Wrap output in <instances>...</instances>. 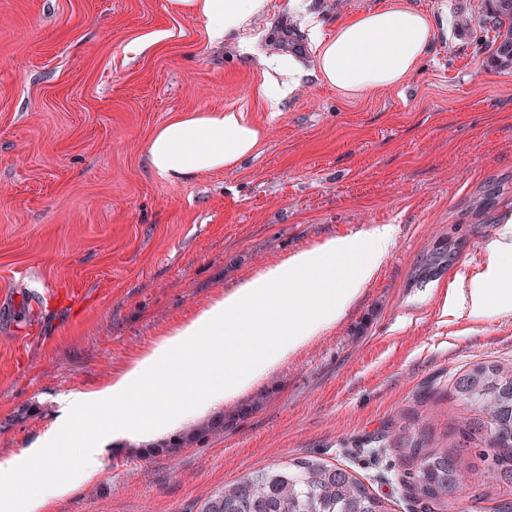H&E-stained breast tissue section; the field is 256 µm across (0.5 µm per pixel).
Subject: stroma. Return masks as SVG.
<instances>
[{"mask_svg":"<svg viewBox=\"0 0 512 512\" xmlns=\"http://www.w3.org/2000/svg\"><path fill=\"white\" fill-rule=\"evenodd\" d=\"M380 2L267 0L214 42L170 0H0V462L38 455L61 396L111 384L265 267L393 228L343 319L219 408L223 431L185 441L205 413L108 442L101 472L41 512H201L226 483L308 456L406 512L366 436L409 410L443 437L463 412L453 374L512 360V310L442 313L512 234V67L489 62L484 0H409L435 33L403 84L326 85L318 36ZM283 70L295 85L274 107L259 88ZM227 107L263 129L256 157L189 183L151 169L158 126ZM450 234L455 260L413 282Z\"/></svg>","mask_w":512,"mask_h":512,"instance_id":"1","label":"stroma"}]
</instances>
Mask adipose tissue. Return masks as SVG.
Wrapping results in <instances>:
<instances>
[{"mask_svg":"<svg viewBox=\"0 0 512 512\" xmlns=\"http://www.w3.org/2000/svg\"><path fill=\"white\" fill-rule=\"evenodd\" d=\"M180 11L205 22L220 41L247 17L261 13L266 0H174ZM433 39L428 17L408 0H385L319 39L317 69L324 81L344 92L399 86L426 54ZM261 131L244 112L192 111L160 126L147 148L152 170L172 183L238 167L257 151ZM393 243L383 225L367 238H329L292 254L214 300L190 322L156 343L107 387L72 395L48 443L64 450L80 439L75 467L60 469L45 459L38 466L15 459L0 463V486L13 497L0 512H39L59 496L96 476L103 463L95 452L106 438L137 439L177 428L187 417L223 406L272 373L289 355L332 328L362 286L374 275ZM512 240L496 242L486 271L477 274L464 301L447 296L444 313L465 305L470 316L512 304ZM188 391L187 400L172 394ZM112 411V428L88 427L85 417Z\"/></svg>","mask_w":512,"mask_h":512,"instance_id":"adipose-tissue-1","label":"adipose tissue"}]
</instances>
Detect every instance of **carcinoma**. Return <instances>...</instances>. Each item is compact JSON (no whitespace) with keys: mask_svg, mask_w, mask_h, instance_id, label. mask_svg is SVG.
<instances>
[{"mask_svg":"<svg viewBox=\"0 0 512 512\" xmlns=\"http://www.w3.org/2000/svg\"><path fill=\"white\" fill-rule=\"evenodd\" d=\"M493 40L512 36V6L499 2L488 12ZM454 244H440L422 259L423 280L447 266ZM450 391L463 414L444 439L433 440L420 420L398 421L369 440L389 448L400 461L397 483L409 512H452L472 500L484 512H512V363L482 361L454 374ZM202 512H390L353 472L319 457L283 467L262 468L224 484Z\"/></svg>","mask_w":512,"mask_h":512,"instance_id":"cac0c4a2","label":"carcinoma"}]
</instances>
